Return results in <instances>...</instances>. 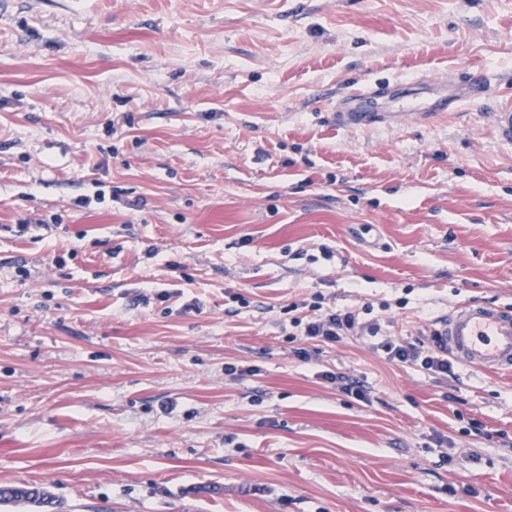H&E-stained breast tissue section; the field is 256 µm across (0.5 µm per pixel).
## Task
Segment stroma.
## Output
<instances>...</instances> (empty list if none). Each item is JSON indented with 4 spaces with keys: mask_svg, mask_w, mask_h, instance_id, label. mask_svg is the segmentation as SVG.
<instances>
[{
    "mask_svg": "<svg viewBox=\"0 0 512 512\" xmlns=\"http://www.w3.org/2000/svg\"><path fill=\"white\" fill-rule=\"evenodd\" d=\"M465 68L512 100V0H0V486L60 512H512V375L292 325L320 294L418 343L512 306L496 99L336 123L356 86ZM12 504L32 506L38 509L36 512H58L55 497L47 489L39 486L0 488V505Z\"/></svg>",
    "mask_w": 512,
    "mask_h": 512,
    "instance_id": "35a3bbf8",
    "label": "stroma"
}]
</instances>
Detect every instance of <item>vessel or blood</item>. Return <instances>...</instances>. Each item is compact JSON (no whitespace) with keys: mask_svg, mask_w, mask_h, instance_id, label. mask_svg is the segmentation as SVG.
<instances>
[{"mask_svg":"<svg viewBox=\"0 0 512 512\" xmlns=\"http://www.w3.org/2000/svg\"><path fill=\"white\" fill-rule=\"evenodd\" d=\"M387 80H376L344 95L336 108V123L346 128L393 124L406 118L402 112H360L359 103L382 97L390 88ZM499 82L478 71L460 85L457 95L441 99L414 113L424 122L440 112H451L462 103L496 95ZM498 141L512 146V102L503 103L492 114ZM439 341L463 365L484 372L512 373V309L490 302H466L452 307L433 328Z\"/></svg>","mask_w":512,"mask_h":512,"instance_id":"b4317fda","label":"vessel or blood"}]
</instances>
